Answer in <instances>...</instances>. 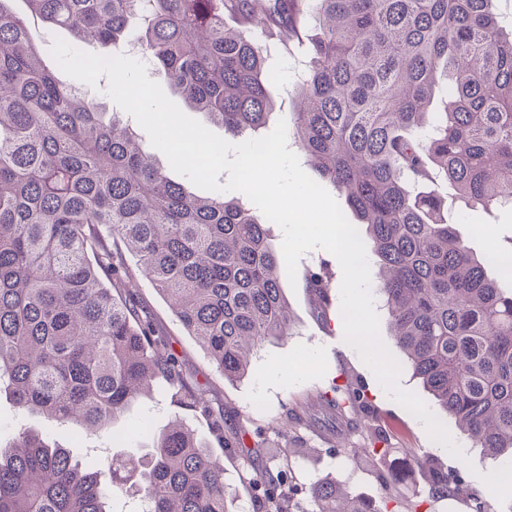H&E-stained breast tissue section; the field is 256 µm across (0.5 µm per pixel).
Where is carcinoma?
Instances as JSON below:
<instances>
[{
	"label": "carcinoma",
	"mask_w": 512,
	"mask_h": 512,
	"mask_svg": "<svg viewBox=\"0 0 512 512\" xmlns=\"http://www.w3.org/2000/svg\"><path fill=\"white\" fill-rule=\"evenodd\" d=\"M27 2L76 42L117 55L136 41L193 110L245 141L265 126L279 81L265 44L286 34L303 47L288 130L372 240L396 346L472 444L512 462V292L487 275L504 250L492 242L474 257L436 192L445 183L474 210L512 209V33L494 0ZM266 224L237 195L171 182L122 116L105 120L42 64L28 19L0 0V392L15 407L101 436L164 379L223 447L261 462L263 512H297L291 476L270 469L259 434L214 413L125 290L137 273L148 279L224 377L240 379L251 351L290 329ZM304 283L327 319L324 273ZM300 408L345 426L342 448L369 399L334 383ZM379 443L351 452L381 458ZM416 462L429 489L406 512L438 498L489 512L458 470ZM128 488L149 512H227L222 462L178 419L146 457L82 464L29 430L0 447V512H112ZM312 502L309 512H389L341 479L317 481Z\"/></svg>",
	"instance_id": "carcinoma-1"
}]
</instances>
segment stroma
I'll return each instance as SVG.
<instances>
[{
	"instance_id": "obj_1",
	"label": "stroma",
	"mask_w": 512,
	"mask_h": 512,
	"mask_svg": "<svg viewBox=\"0 0 512 512\" xmlns=\"http://www.w3.org/2000/svg\"><path fill=\"white\" fill-rule=\"evenodd\" d=\"M441 195L446 220L474 254H482L492 241L503 247L512 243L511 214L470 211L449 188L442 190ZM323 264L327 265L332 276L330 325L322 324L304 288L284 286L292 317L291 333L264 342L252 358L248 375L238 381L224 378L149 281L137 278L131 288L143 314L153 320L178 356L185 376L205 390L213 406L223 408L225 418L241 419L251 427L263 430L273 446H283L281 430L297 399L316 395L334 381H349L366 387L372 405L358 417L359 428L349 438L350 452L334 447L332 436L336 426L332 422L322 419L309 426L300 424L295 427V435L308 448L307 454L296 455L289 460L295 498L300 505H307L311 483L321 478L347 479L351 492L376 501L391 497L403 505L417 500L425 496L427 483L414 459L431 454L434 443L421 421L383 394L372 370L345 342L338 305L342 280L338 260L328 251L316 248L301 256L298 267L303 270ZM173 393V388L163 383L151 395L135 399L113 423L109 436L105 438L84 435L75 424L50 428L43 414L18 410L1 398L0 438L8 439L24 428H50L57 441L69 447L80 459L97 448L106 455L118 452L141 456L147 453L150 443L143 432L144 427H151L156 432L172 421L176 410ZM183 422L199 441L212 448L215 455L223 460L224 484L232 499L230 512H255L252 483L255 467L250 466L246 457L237 450L222 447L209 422L198 413L184 411ZM381 426L386 429L390 454L368 463L354 460L352 449L366 445L368 435ZM465 454L472 462L471 467L461 470L468 486L486 499L490 512H512V499L499 501L480 479L481 474L496 469V462L485 458L478 448H466Z\"/></svg>"
}]
</instances>
